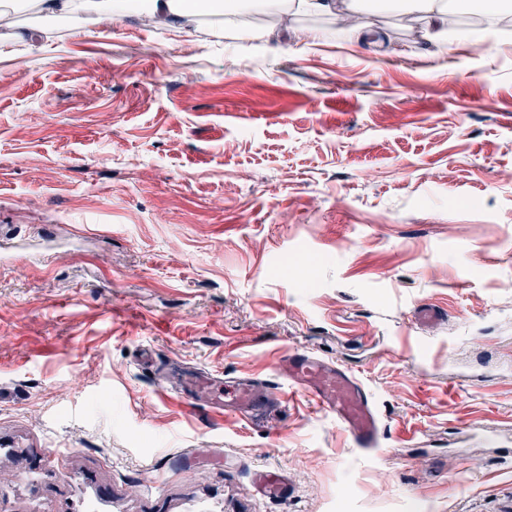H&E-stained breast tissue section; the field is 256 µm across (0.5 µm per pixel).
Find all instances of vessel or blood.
<instances>
[{
    "label": "vessel or blood",
    "mask_w": 512,
    "mask_h": 512,
    "mask_svg": "<svg viewBox=\"0 0 512 512\" xmlns=\"http://www.w3.org/2000/svg\"><path fill=\"white\" fill-rule=\"evenodd\" d=\"M289 382L304 389L316 408L332 413L345 428L356 447H377L380 424L369 395L362 383L349 372L307 351L290 353L279 363ZM217 382L187 369L182 373L181 395L194 405L223 407L226 414L249 419L280 402L281 397L259 385L256 379L244 377L234 381L225 396H218ZM259 491L268 497L288 495L282 475L275 470L261 471L257 476Z\"/></svg>",
    "instance_id": "obj_1"
}]
</instances>
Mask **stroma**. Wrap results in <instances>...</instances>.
Returning a JSON list of instances; mask_svg holds the SVG:
<instances>
[{
    "instance_id": "obj_1",
    "label": "stroma",
    "mask_w": 512,
    "mask_h": 512,
    "mask_svg": "<svg viewBox=\"0 0 512 512\" xmlns=\"http://www.w3.org/2000/svg\"><path fill=\"white\" fill-rule=\"evenodd\" d=\"M241 22L0 30V512H512V40ZM293 350L362 382L375 450ZM174 363L285 400L190 406ZM278 367L289 382L309 394L316 408L336 416L356 447L378 446L379 419L364 386L352 374L307 351L289 353ZM232 390L224 392V411L240 419H249L280 402L284 398L257 383L251 377L240 378L233 382ZM257 488L268 497L287 498L288 488L282 475L275 470L261 471L257 476Z\"/></svg>"
}]
</instances>
